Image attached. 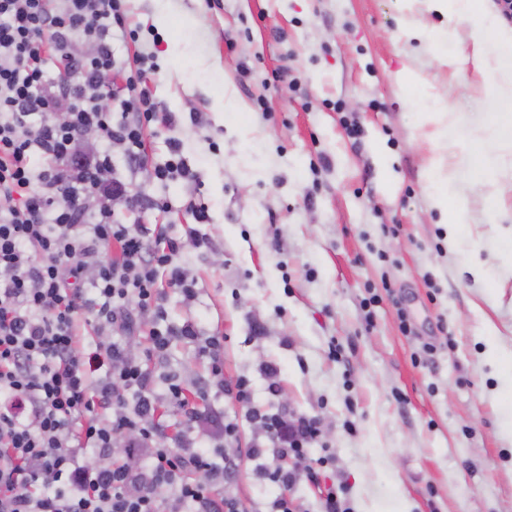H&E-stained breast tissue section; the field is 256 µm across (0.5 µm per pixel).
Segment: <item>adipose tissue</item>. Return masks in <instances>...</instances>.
<instances>
[{
	"label": "adipose tissue",
	"mask_w": 512,
	"mask_h": 512,
	"mask_svg": "<svg viewBox=\"0 0 512 512\" xmlns=\"http://www.w3.org/2000/svg\"><path fill=\"white\" fill-rule=\"evenodd\" d=\"M436 12L447 18L465 17L470 28L480 32L482 57L496 73V96L512 103V28L503 26L490 13L485 0H431ZM472 166L470 173L477 185H496L503 171L502 161L512 155V120L498 121L465 145Z\"/></svg>",
	"instance_id": "ef3b65f1"
}]
</instances>
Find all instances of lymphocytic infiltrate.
Returning <instances> with one entry per match:
<instances>
[{
	"label": "lymphocytic infiltrate",
	"mask_w": 512,
	"mask_h": 512,
	"mask_svg": "<svg viewBox=\"0 0 512 512\" xmlns=\"http://www.w3.org/2000/svg\"><path fill=\"white\" fill-rule=\"evenodd\" d=\"M127 9V0H0V512H236L189 477L203 469L223 480L227 468L196 449L193 435L206 430L221 443L234 424L190 406L180 380L156 393L143 364L103 340L129 307L163 318L167 288L196 295L179 240L117 218L122 208L166 204L130 192L112 164L113 145L134 163L146 128L177 125L158 110L144 56L117 94L121 121L110 119L100 77L116 65L112 33L125 29ZM87 42L95 53L79 55ZM49 55L68 61L70 78L47 93ZM61 100L65 123L32 122ZM88 129L101 147L86 148ZM87 313L102 337L88 347L75 330ZM164 406L184 416L176 449L155 422ZM259 421L284 456L301 455L320 435L305 416ZM132 431L127 452L145 461L138 470L113 453L116 438ZM88 450L94 461L84 460Z\"/></svg>",
	"instance_id": "f902f5d3"
}]
</instances>
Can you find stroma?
I'll return each mask as SVG.
<instances>
[{
	"mask_svg": "<svg viewBox=\"0 0 512 512\" xmlns=\"http://www.w3.org/2000/svg\"><path fill=\"white\" fill-rule=\"evenodd\" d=\"M128 7L137 35L112 40L114 83L136 55H152L153 93L178 126L149 129L136 166L113 148L130 191L170 205L120 218L165 225L182 242L198 293L188 301L168 289L158 326L189 320L201 336H221L225 386L211 384L208 359L178 336L139 358L156 391L180 377L205 391L209 413L236 422L226 446L236 468L213 494L237 512H270L279 499L291 512H321L341 484L349 512H512V372L487 358L492 343L512 350V265L500 259L512 242V193L489 206L462 151L512 106L495 97V75L475 53L480 33L426 0ZM414 26L469 36L428 48ZM424 111L447 113V141L422 123ZM172 136L196 181L156 180ZM441 149L455 173L448 197L468 217L457 250L430 200L426 160ZM191 201L206 206L208 223H196ZM241 378L246 404L227 391ZM256 410L320 422L291 486L265 476L285 465L277 448L252 455L265 439Z\"/></svg>",
	"mask_w": 512,
	"mask_h": 512,
	"instance_id": "1",
	"label": "stroma"
}]
</instances>
